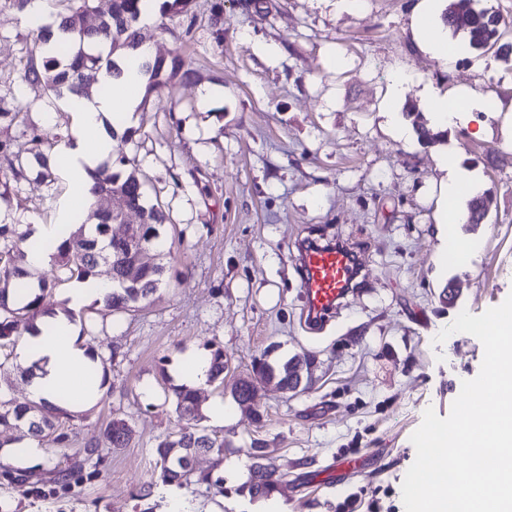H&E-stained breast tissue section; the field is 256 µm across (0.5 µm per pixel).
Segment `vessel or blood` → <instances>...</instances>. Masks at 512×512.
<instances>
[{"label": "vessel or blood", "mask_w": 512, "mask_h": 512, "mask_svg": "<svg viewBox=\"0 0 512 512\" xmlns=\"http://www.w3.org/2000/svg\"><path fill=\"white\" fill-rule=\"evenodd\" d=\"M296 263L304 303L303 324L310 329L333 317L349 296L367 284L356 247L342 241L298 245Z\"/></svg>", "instance_id": "obj_1"}]
</instances>
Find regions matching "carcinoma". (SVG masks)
I'll list each match as a JSON object with an SVG mask.
<instances>
[{
	"label": "carcinoma",
	"instance_id": "cac0c4a2",
	"mask_svg": "<svg viewBox=\"0 0 512 512\" xmlns=\"http://www.w3.org/2000/svg\"><path fill=\"white\" fill-rule=\"evenodd\" d=\"M60 28L69 35V40L60 44L51 55L45 53L43 45L49 41V28L37 21L29 22L33 46L27 48L22 57L21 80L39 85L48 99L69 101L73 95L91 96L92 84L84 77L100 75L102 70L112 76L121 74L115 58L132 56L141 45L138 27L140 0H109L102 8L101 0H61ZM445 24L453 34H464L470 47L476 50H495L501 57L512 55V43L502 41L500 15L487 8L478 7L477 0H448L443 14ZM185 61L180 56L171 60L157 58L145 61L141 69L147 76V90L162 84L163 77H174L183 70ZM25 123V113L17 108L0 106V125ZM133 131L126 129L117 138L116 159L100 164L90 176L95 202L92 207L91 224H80L68 230L60 238L49 243L54 248L52 278L25 267L23 245L29 232L19 229L17 224H0V368L13 358L16 337L31 331L37 317L48 313L43 306L44 293L59 282H79L98 274V262L112 259V225L124 223V213L133 211L140 219V234L143 245L152 252V261L140 265L134 271L112 268L115 289L103 301H94L87 311L90 316L81 319V335L93 337L98 327H106V316L132 311L136 305L157 291L167 274L166 266L158 262L162 243V228L168 215L161 202L145 204V182L136 168L122 174L114 170V164H131L124 146L132 140ZM56 143L31 131L25 147L13 149L12 143L0 141V203L11 204L10 181L27 177L29 171L37 170V177L51 185L56 180L59 157ZM492 198L486 192L474 197L468 204L466 223H479L486 217ZM35 279L38 291L31 293L28 280ZM209 352V374L207 382L224 388V372L227 363L224 348L214 342L205 344ZM298 357L281 358L273 362L261 359L255 365L253 378L238 382L232 388L233 398L240 404L255 396L257 385L275 382L283 391L296 389ZM165 398H173L178 413V430L160 436L153 446L158 480L165 487L180 488L190 481L194 473L193 462L201 453L214 452L224 456V439L209 433L200 426L203 419L197 390L186 385H171L164 391ZM80 413L53 405L46 401L15 405L4 399L0 389V448L7 443L24 438L36 440L45 432L56 433L55 443L64 453L66 464L50 458L36 469L3 466L0 475L11 484H38L46 481L75 487L88 476L86 469L98 468L102 456L96 444L88 442L72 454L65 453L71 447L68 433L58 431L64 421H73ZM103 436L114 448L129 445L134 429L128 418L120 413L102 425ZM252 483L249 492L253 498H267L278 491V481L270 464L269 452L265 448L251 449Z\"/></svg>",
	"mask_w": 512,
	"mask_h": 512
}]
</instances>
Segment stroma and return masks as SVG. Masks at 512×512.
I'll return each instance as SVG.
<instances>
[{"instance_id": "stroma-1", "label": "stroma", "mask_w": 512, "mask_h": 512, "mask_svg": "<svg viewBox=\"0 0 512 512\" xmlns=\"http://www.w3.org/2000/svg\"><path fill=\"white\" fill-rule=\"evenodd\" d=\"M221 6L224 36L211 9ZM410 0H194L191 11L140 30L156 54L183 51L191 80L153 93L133 116L129 158L168 214L167 283L136 310L112 316L84 347L117 348L113 385L96 407L71 422L77 443L107 451L101 473L81 488L18 487L0 478V512H134L151 489L154 512H405L401 487L416 457L410 437L426 409L446 417L463 381L481 368L482 343L436 336L461 311L479 315L512 294V121L484 115L482 135L459 129L449 152L475 169L494 194L480 224H442L438 190L447 173L437 149L400 138L382 110L395 70L414 77L406 96L461 85L512 100V58L470 51L453 69L414 41ZM28 24L0 11V96L28 105L25 127L0 126V141L23 144V128L44 138L75 132L65 102L21 83ZM272 43L271 59L257 43ZM341 59L333 67L330 57ZM73 174L59 169L55 188L27 178L5 210L15 224H53L69 206ZM470 240L466 261L448 259L453 235ZM314 235L352 243L368 288L318 331L302 322V293L291 251ZM230 360L229 389L250 377L256 359L306 358L293 392L259 386L253 406L201 387L203 424L223 437V459L199 455L195 469L224 468L216 496L191 483H157L152 452L174 431L177 415L161 385L162 358L177 361L205 342ZM223 404V422L207 413ZM134 436L108 450L100 428L112 413ZM267 443L281 476L278 492L251 498L252 441Z\"/></svg>"}]
</instances>
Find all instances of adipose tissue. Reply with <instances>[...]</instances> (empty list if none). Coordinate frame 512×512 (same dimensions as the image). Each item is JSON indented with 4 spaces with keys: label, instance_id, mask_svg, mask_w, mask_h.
Wrapping results in <instances>:
<instances>
[{
    "label": "adipose tissue",
    "instance_id": "1",
    "mask_svg": "<svg viewBox=\"0 0 512 512\" xmlns=\"http://www.w3.org/2000/svg\"><path fill=\"white\" fill-rule=\"evenodd\" d=\"M410 26L418 44L447 68H454L467 53L465 43L449 40L448 28L438 15L436 0H414L410 8ZM111 86V91L106 94L89 98L75 95L70 99V106L78 116V129L71 144L64 146L63 151L77 176L76 190L81 202L69 208L61 224L32 225L30 245L26 250L28 269L49 268L54 262V253L43 248V241L55 237L62 226L83 223L84 203L91 197L90 173L111 156L115 146L105 121L115 114L131 120L144 94V78L137 64H126L121 77L112 80ZM429 111L433 116L432 131L442 134L467 126L476 112L512 116V102L490 100L471 87L461 86L452 94L432 96ZM111 291V281L100 277L75 283L65 296L64 310L42 316L37 321L36 333L25 335L20 352L37 367V374L28 386L30 400L53 402L64 396L81 405L89 398L100 396L98 382L87 371L90 359L85 349L76 343L69 314L103 299Z\"/></svg>",
    "mask_w": 512,
    "mask_h": 512
}]
</instances>
